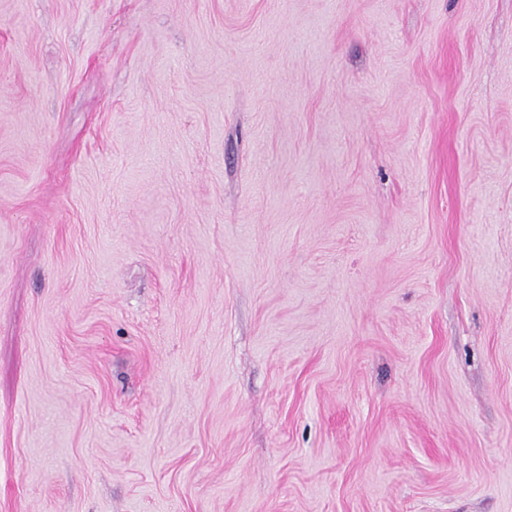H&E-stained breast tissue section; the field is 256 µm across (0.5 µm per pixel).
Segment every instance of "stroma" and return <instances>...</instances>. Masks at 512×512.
<instances>
[{"label":"stroma","mask_w":512,"mask_h":512,"mask_svg":"<svg viewBox=\"0 0 512 512\" xmlns=\"http://www.w3.org/2000/svg\"><path fill=\"white\" fill-rule=\"evenodd\" d=\"M0 512H512V0H0Z\"/></svg>","instance_id":"stroma-1"}]
</instances>
